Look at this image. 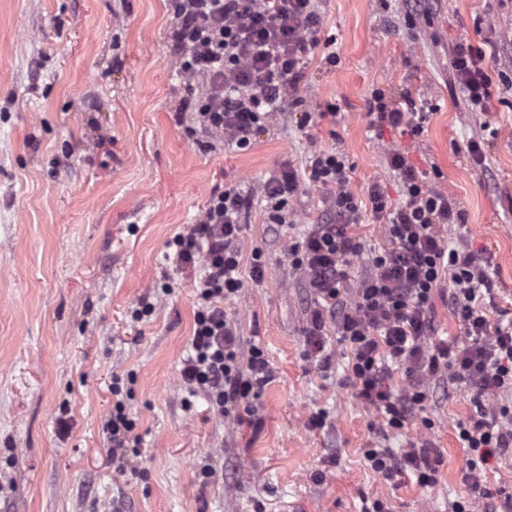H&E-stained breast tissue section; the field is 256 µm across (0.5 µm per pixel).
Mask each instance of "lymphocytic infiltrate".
<instances>
[{
	"instance_id": "f902f5d3",
	"label": "lymphocytic infiltrate",
	"mask_w": 512,
	"mask_h": 512,
	"mask_svg": "<svg viewBox=\"0 0 512 512\" xmlns=\"http://www.w3.org/2000/svg\"><path fill=\"white\" fill-rule=\"evenodd\" d=\"M170 5L191 134L215 140L228 134L245 149L271 113H289L299 127L309 126L313 114L303 90L309 57L319 44L315 0H170ZM451 66L473 108L485 109L491 78L483 48L457 45ZM368 112L369 128L378 135L388 126L414 137L430 119L412 98L392 107L379 91ZM386 156L400 178L397 203L375 182L366 205H359L349 189L346 156L321 148L312 150L305 165H285L263 185L273 224L294 216L301 184L325 194V218L287 252L314 302L304 330L306 357L328 368L332 354L325 336L328 325H335L359 399L393 429L416 421L431 428L422 411L433 380L445 377L468 387L473 409L455 430L467 450L463 480L478 489L490 458L512 450V403L498 399L512 392V311L495 300L493 254L465 241L452 243L450 229L464 222L455 198L433 187L399 147L388 146ZM251 204L250 196L234 188L213 192L199 223L169 243L179 269L203 270L194 281L193 352L181 379L190 393H204L222 417L257 415L260 393L273 373L263 351L242 352L236 326L224 313L225 300L244 286L237 244ZM365 209L385 225L387 245L354 282L349 271L363 247L359 228ZM442 289L459 335L437 341L433 297ZM364 458L389 483L409 475L424 488L438 481V459L428 446L400 455L370 448Z\"/></svg>"
}]
</instances>
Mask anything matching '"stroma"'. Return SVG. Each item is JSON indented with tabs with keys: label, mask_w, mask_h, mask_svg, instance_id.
Listing matches in <instances>:
<instances>
[{
	"label": "stroma",
	"mask_w": 512,
	"mask_h": 512,
	"mask_svg": "<svg viewBox=\"0 0 512 512\" xmlns=\"http://www.w3.org/2000/svg\"><path fill=\"white\" fill-rule=\"evenodd\" d=\"M317 5L338 63L326 65L321 47L309 61L316 120L301 129L272 114L242 151L197 142L178 117L185 78L167 0H0V512H362L375 499L388 512H451L471 496L453 429L470 413L467 388H431L432 429L387 430L356 397L335 335L328 371L304 360L312 307L286 252L324 215L312 185L300 187L295 223H269L261 203L248 211L247 285L224 305L242 350L260 348L273 369L258 419L215 415L181 380L196 305L192 272L166 258L169 241L199 221L213 191L260 190L315 147L346 155L361 203L374 182L401 197L386 145L438 169L433 186L457 200L474 249L494 254L496 287L512 302V0H431L425 19L407 0ZM461 41L487 54L482 112L450 67ZM376 90L430 108L423 133L376 139ZM473 138L484 144L479 167L467 155ZM257 251L267 269L254 284ZM143 302L154 312L134 321ZM116 386L139 437L118 462L102 430ZM316 411L327 424L312 431ZM427 441L441 455L433 487L406 476L387 484L365 464L366 449L401 454ZM205 464L215 471L206 485L196 476ZM487 486L481 512H502L512 454L491 461Z\"/></svg>",
	"instance_id": "1"
}]
</instances>
